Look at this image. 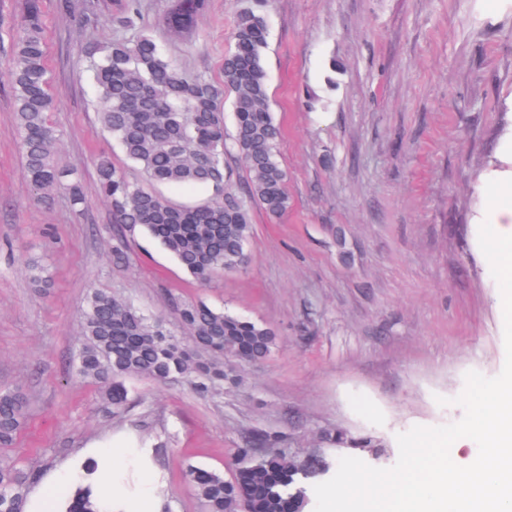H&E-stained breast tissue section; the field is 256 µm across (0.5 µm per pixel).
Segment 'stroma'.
<instances>
[{
  "mask_svg": "<svg viewBox=\"0 0 512 512\" xmlns=\"http://www.w3.org/2000/svg\"><path fill=\"white\" fill-rule=\"evenodd\" d=\"M166 0H142L128 30L107 15L62 14L39 0L55 97V158L75 168L85 204L34 201L21 160L10 37L25 0H0V389L27 399L24 428L0 460L46 484L57 467L122 449L123 496L153 512H200L187 464L230 472L254 433L304 458L327 429L373 437L354 457L388 468L397 434L460 420L464 375L500 373L501 293L484 247L497 172L512 171V0H210L193 40L163 26ZM262 11L271 110L282 128L288 211L252 208L249 263L200 285L144 235L112 259L118 230L94 162L111 157L87 80L92 41L151 33L194 77L218 81L239 14ZM49 281L34 287L29 261ZM96 290L160 319L181 341L177 308L204 300L272 325L279 344L247 384L199 394L188 381L129 379L112 413L76 378L81 311ZM449 398L439 406L436 396Z\"/></svg>",
  "mask_w": 512,
  "mask_h": 512,
  "instance_id": "1",
  "label": "stroma"
}]
</instances>
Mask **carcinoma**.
Returning <instances> with one entry per match:
<instances>
[{"mask_svg":"<svg viewBox=\"0 0 512 512\" xmlns=\"http://www.w3.org/2000/svg\"><path fill=\"white\" fill-rule=\"evenodd\" d=\"M210 0H167L165 29L186 40L197 32ZM65 14L112 13L106 0H58ZM141 17L140 0H121L111 20L132 29ZM267 22L259 11L238 16L233 44L224 59L220 82L191 78L166 59L159 45L141 35L88 45L92 84L98 96L97 120L115 140L126 160L140 168L151 188L130 182L107 157L96 162L99 190L122 231L115 237L112 256L124 257L126 233L144 234L156 241L200 283L218 272L244 266L252 236V203L277 220L288 210L287 173L279 161L281 129L270 110L268 76L264 65ZM11 83L16 121L21 133L25 169L35 198L65 190L74 206L83 204L77 172L54 161L57 134L49 118L53 104L38 0H28L24 26L12 36ZM232 96L234 148L249 172L247 196L227 191L224 165V96ZM205 188L208 200L178 204L156 187ZM181 325L191 334L184 346L166 334L160 322L105 292H93L82 312L77 375L98 386L112 412L126 409L127 380L148 377L158 381L192 378L203 393L224 385H244L243 368L272 355L279 338L269 324L253 321L203 301L178 309ZM26 418L24 397L0 390V445L9 446ZM331 447L367 448L369 438H350L339 432L323 437ZM280 438L253 435L236 449L234 479L216 469L190 466L187 479L202 512H305L310 486L321 478L302 474L280 447ZM31 475L14 462L0 461V486L9 487L0 512L21 508ZM61 512H104L100 496L89 485L67 490Z\"/></svg>","mask_w":512,"mask_h":512,"instance_id":"carcinoma-1","label":"carcinoma"}]
</instances>
